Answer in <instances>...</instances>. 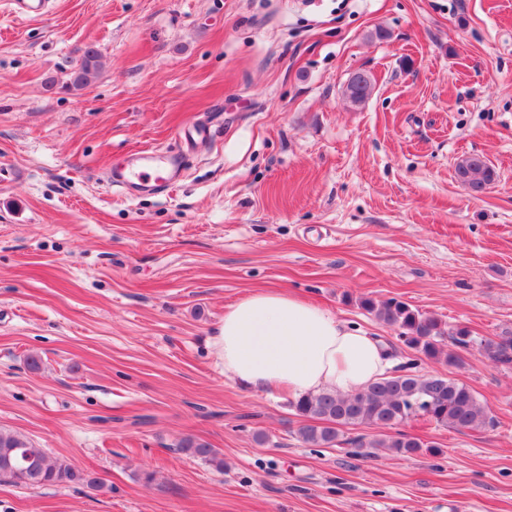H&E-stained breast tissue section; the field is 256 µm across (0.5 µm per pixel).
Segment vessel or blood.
Returning <instances> with one entry per match:
<instances>
[{
  "instance_id": "vessel-or-blood-1",
  "label": "vessel or blood",
  "mask_w": 512,
  "mask_h": 512,
  "mask_svg": "<svg viewBox=\"0 0 512 512\" xmlns=\"http://www.w3.org/2000/svg\"><path fill=\"white\" fill-rule=\"evenodd\" d=\"M184 171V156L176 151L135 153L126 166L113 170L112 183L127 193H149L178 182Z\"/></svg>"
}]
</instances>
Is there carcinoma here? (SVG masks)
<instances>
[{"instance_id":"obj_1","label":"carcinoma","mask_w":512,"mask_h":512,"mask_svg":"<svg viewBox=\"0 0 512 512\" xmlns=\"http://www.w3.org/2000/svg\"><path fill=\"white\" fill-rule=\"evenodd\" d=\"M98 50L84 48L80 63L71 73L70 85L86 86L98 69ZM371 77L358 72L349 78L345 95L353 105L364 104L373 92ZM458 180L471 193L481 194L495 181V171L478 154L463 158L457 165ZM360 306L381 323L398 330V338L417 358L445 362L451 367L464 365V354L476 349L497 366L512 368V331L496 336H475L466 326H450L397 299L376 302L370 298ZM294 407L310 420L298 428L299 438L318 447L349 445L365 458L386 448L396 456L411 457L437 448L397 429L404 422L422 418L457 431L479 430L494 425L486 404L468 386L443 375L419 374L404 367L386 374L363 390L348 396L334 392L299 397ZM364 426L373 434L346 438L340 428ZM178 450L218 467L223 460L218 451L191 437L179 441ZM25 487L83 484L101 490L104 483L73 465L51 456L26 437L0 427V480Z\"/></svg>"}]
</instances>
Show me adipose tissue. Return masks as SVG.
Here are the masks:
<instances>
[{
    "label": "adipose tissue",
    "instance_id": "adipose-tissue-1",
    "mask_svg": "<svg viewBox=\"0 0 512 512\" xmlns=\"http://www.w3.org/2000/svg\"><path fill=\"white\" fill-rule=\"evenodd\" d=\"M210 346L225 374L255 392L353 394L390 366L380 338L279 289L229 305Z\"/></svg>",
    "mask_w": 512,
    "mask_h": 512
}]
</instances>
